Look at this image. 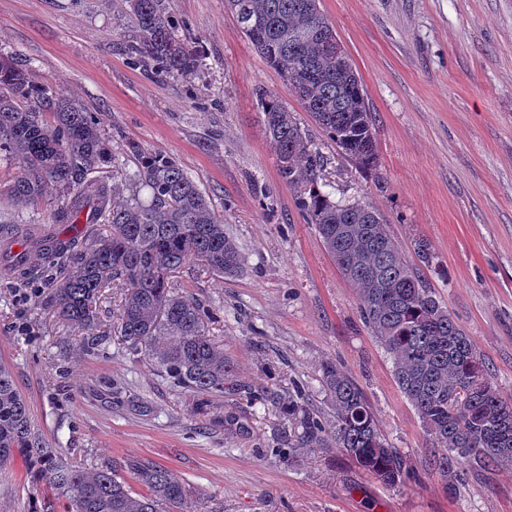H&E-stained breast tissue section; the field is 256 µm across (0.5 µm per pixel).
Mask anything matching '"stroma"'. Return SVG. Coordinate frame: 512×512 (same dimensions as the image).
<instances>
[{"mask_svg":"<svg viewBox=\"0 0 512 512\" xmlns=\"http://www.w3.org/2000/svg\"><path fill=\"white\" fill-rule=\"evenodd\" d=\"M179 37L202 45L193 75L137 62L126 0H0V55L97 115L120 167L128 143L172 156L205 191L242 252L220 277L200 262L174 273L177 292L209 309V330L234 362L237 392L174 385L119 338L122 281L103 289L97 324L68 327L50 284L62 263L19 282L0 269V364L31 420L70 463L149 459L183 479V512H512V467L430 465L433 436L400 392L390 356L363 324L355 288L338 272L279 175L260 98L293 112L324 158L338 199L379 211L414 254L438 298L512 397V0H320L376 118L379 175L341 156L241 32L225 0H164ZM364 389L409 473L383 485L334 442L293 447L294 427L268 410L278 392L332 424L322 364ZM63 512L22 462L0 467V512Z\"/></svg>","mask_w":512,"mask_h":512,"instance_id":"1","label":"stroma"}]
</instances>
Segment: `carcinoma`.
Returning a JSON list of instances; mask_svg holds the SVG:
<instances>
[{
    "label": "carcinoma",
    "instance_id": "carcinoma-1",
    "mask_svg": "<svg viewBox=\"0 0 512 512\" xmlns=\"http://www.w3.org/2000/svg\"><path fill=\"white\" fill-rule=\"evenodd\" d=\"M138 38L133 53L165 75L188 76L204 53L176 35L163 0H127ZM242 33L289 88L301 108L360 170L377 174L375 116L348 55L325 48L335 29L320 0H227ZM266 136L275 145L282 181L315 226L343 278L357 288L360 316L393 358L398 388L437 440L433 464L445 471L512 465V400L501 395L485 360L426 279L432 266L426 245L418 262L406 256L381 214L357 200H336L320 182L323 159L293 113L274 96L260 98ZM136 160L124 186L98 176L116 166L100 121L76 99L36 81L25 68L0 57V156L15 175L0 183L22 207H43L51 224H105L106 233L84 243L71 273L55 285L53 307L65 322L88 328L101 291L114 277L128 283L119 310L120 336L134 353H146L173 384L202 394L238 390L231 360L207 330L208 310L180 295L170 278L198 258L216 275H235L243 258L224 230V218L168 154L127 144ZM23 239L30 257L53 265L75 250L76 238L38 236L29 225L0 224V241ZM335 410L325 427L293 402H271L291 416L296 441L333 439L363 470L389 486L407 472L403 456L383 439L362 388L332 362L322 366ZM19 459L34 479L48 480L67 500V512H173L185 486L170 469L149 461L128 464L147 493H135L109 467L70 464L47 447L32 425L12 372L0 365V466Z\"/></svg>",
    "mask_w": 512,
    "mask_h": 512
}]
</instances>
